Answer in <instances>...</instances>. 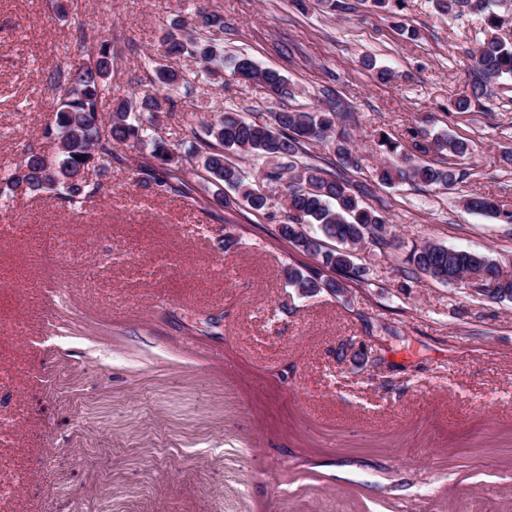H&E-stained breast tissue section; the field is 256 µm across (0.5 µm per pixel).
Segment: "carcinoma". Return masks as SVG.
I'll return each mask as SVG.
<instances>
[{
  "label": "carcinoma",
  "mask_w": 512,
  "mask_h": 512,
  "mask_svg": "<svg viewBox=\"0 0 512 512\" xmlns=\"http://www.w3.org/2000/svg\"><path fill=\"white\" fill-rule=\"evenodd\" d=\"M491 3L492 0H435L441 12L480 13L486 27L496 30L504 24V18L491 8ZM195 19L198 25L193 31H184L180 23L177 31L169 33L164 52L197 60L215 76L212 65L221 53L212 41L200 37V29L224 28V17L199 9ZM470 59L473 79L454 102L460 113L480 103L491 83L512 77V43L492 36L470 52ZM114 61L111 38L101 35L97 52L88 64L54 73L52 85L60 93V106L47 133L59 139L58 152L50 158L32 148L26 149L19 163L0 173V184L13 192L53 193L69 205L81 207L100 193L101 184L92 180L91 173L112 167L115 146L147 144L150 152L137 170L152 178L160 192L178 193L190 199L194 192L192 177L199 174L205 183L216 187L218 203L227 208L243 204L259 212L269 210L274 197L254 188L231 156H261L270 162L262 181L275 186L288 203L285 219L278 224L281 237L320 258L323 267L337 274L333 278L317 269L290 266L284 271L288 285L303 295L322 290L336 294L345 288L346 280L366 281L367 268L356 262L358 248L366 243L380 249L392 246L389 220L365 202L370 194L367 185L353 183L344 173L301 161L305 145L317 142L328 145L346 170H361L345 130L339 127L340 119L349 113L332 89L324 90L326 107L299 111L283 106L271 113L267 124L250 123L238 113L225 110L201 123L198 130L189 127L192 142L186 158L194 167L184 169L175 161L181 150L162 137L157 118L162 106L175 107L176 94L189 85L188 75L156 65L150 87L118 103L105 128L100 103L109 91ZM230 67L238 80L263 86L278 102L292 97L288 79L277 70L263 68L245 56L235 57ZM379 146L396 158L380 170L379 178L384 184L391 185L405 177L425 185L452 188L465 176L454 163V159L465 156L469 150L463 138L444 135L428 141L414 137L412 151L405 153L398 151L397 143L389 136L379 139ZM429 153L446 161L437 165L422 159ZM463 203L471 212L512 224V207L495 198L472 195ZM304 224L316 227V232L305 233ZM324 238L336 242L337 247L324 248ZM410 262L422 274L446 284L475 275L485 281L484 296L512 298V277H502L498 263L486 254L425 242L414 249Z\"/></svg>",
  "instance_id": "1"
}]
</instances>
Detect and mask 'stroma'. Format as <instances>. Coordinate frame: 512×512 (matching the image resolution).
I'll return each instance as SVG.
<instances>
[{"label": "stroma", "instance_id": "obj_1", "mask_svg": "<svg viewBox=\"0 0 512 512\" xmlns=\"http://www.w3.org/2000/svg\"><path fill=\"white\" fill-rule=\"evenodd\" d=\"M347 2L202 0L224 18L225 54L287 77L289 107L315 110L326 86L350 105L363 175L388 160L379 132L405 146L448 133L471 142L463 181L373 184L394 246L359 252L366 282L308 296L283 276L316 263L279 235L283 198L267 214L223 207L203 182L195 203L159 193L136 146L118 147L85 210L44 192L0 197V223L18 227L0 241V420L13 428L0 512H512V299L409 262L433 241L512 276V224L462 203H512V78L456 113L467 53L489 35L482 15ZM191 14L190 0H78L81 41L52 0H0V171L26 149L56 152L49 78L88 63L95 34L117 55L107 114L147 87L152 60L192 68L162 50ZM227 108L262 124L279 105L227 70L181 90L162 134L180 143L187 118ZM56 238L68 254L48 267L37 255Z\"/></svg>", "mask_w": 512, "mask_h": 512}]
</instances>
